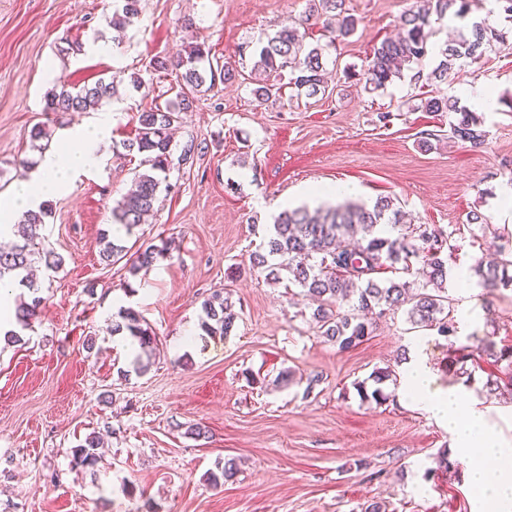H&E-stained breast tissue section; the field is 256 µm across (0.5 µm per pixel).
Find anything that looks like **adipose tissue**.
Here are the masks:
<instances>
[{"instance_id":"obj_1","label":"adipose tissue","mask_w":512,"mask_h":512,"mask_svg":"<svg viewBox=\"0 0 512 512\" xmlns=\"http://www.w3.org/2000/svg\"><path fill=\"white\" fill-rule=\"evenodd\" d=\"M111 113L69 130L61 149L44 152L32 178L16 182L0 195V233L41 201L64 192L98 158L109 138ZM405 397L445 427L454 440V454L475 490L473 512H512V440L491 423L484 408L456 385L442 386L419 351H412L402 372Z\"/></svg>"}]
</instances>
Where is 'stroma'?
Masks as SVG:
<instances>
[{
  "label": "stroma",
  "instance_id": "obj_1",
  "mask_svg": "<svg viewBox=\"0 0 512 512\" xmlns=\"http://www.w3.org/2000/svg\"><path fill=\"white\" fill-rule=\"evenodd\" d=\"M417 0H345L358 19L353 36L330 41L308 0H141V14L120 43L104 18L114 0H0V194L18 181L19 161L39 160L30 132L44 125L49 147L96 112L47 116L44 96L54 77L93 84L113 71L139 74L150 91L119 86L110 108L112 134L96 165L61 196L48 200L46 249L64 259L54 277L37 269L44 299L22 340L0 346V512H361L369 501L386 512H471L473 492L459 471L439 470L450 447L447 430L387 384L381 404L362 402L354 381L385 366L402 372L420 345L440 385L448 341L433 330L408 329L402 314L383 319L369 340L342 350L318 336L314 304L252 272L248 257L286 200L308 185L350 184L373 203L388 196L413 223L450 232L448 272L470 269L486 252L470 212L491 232L512 239V211L496 193L512 179V23L491 0L472 6L475 21L494 10L506 40L447 83L428 74L461 22L438 23L433 52L386 88L359 79L374 46L395 32ZM305 24L308 44L327 45L333 88L308 97L283 86L261 102L251 93L253 49L288 21ZM200 41L238 77L198 94L183 115L177 143L205 147L192 167L171 171L170 190L147 224L118 235L119 244L168 241L147 273L101 260L99 235L112 231V208L129 188L138 154L116 155L133 138L140 112L165 107L173 75L153 77L155 56ZM114 45L112 54L99 43ZM82 44L71 53L72 44ZM485 85L497 105L484 113L479 149L446 138L448 116L421 110V99L460 95ZM435 133L423 146L421 131ZM459 338L474 334L512 344V289L484 301L479 288L449 281ZM223 291L238 318L227 336H202L201 303ZM139 312L158 339L152 366L131 370L135 354L112 335V315ZM95 337L86 351V337ZM292 371L297 381L280 375ZM494 369L475 370L468 388L512 439V399L488 395ZM322 380L307 390L304 379ZM204 428L205 438L187 435ZM103 446L94 467L72 463L90 433ZM238 473L221 487L207 474L226 459Z\"/></svg>",
  "mask_w": 512,
  "mask_h": 512
}]
</instances>
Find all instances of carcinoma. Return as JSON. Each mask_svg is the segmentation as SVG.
<instances>
[{"instance_id":"cac0c4a2","label":"carcinoma","mask_w":512,"mask_h":512,"mask_svg":"<svg viewBox=\"0 0 512 512\" xmlns=\"http://www.w3.org/2000/svg\"><path fill=\"white\" fill-rule=\"evenodd\" d=\"M462 18L469 12V0H419L415 9L398 21L399 34L383 40L373 48L363 73L365 85L377 90L395 78L402 77L404 69L422 61L430 51L434 33L432 19L442 20L448 12ZM310 12L324 18L332 40L345 39L357 30V19L345 13L344 0H311ZM140 0H120L112 16L105 19L116 32L123 31L139 17ZM494 11L461 29L457 38L441 51L442 59L428 75L433 84L447 82L448 73L455 64L476 63L492 43L503 41V33L494 25ZM302 24L291 21L282 24L266 37L257 48L254 63L257 87L252 94L264 101L279 95L284 73L295 88H308L309 94L320 92L323 80L325 48L306 43ZM205 43L190 44L172 58L154 57L149 67L154 73L177 70L178 91L165 108L142 112L137 117L136 135L123 142L129 152L143 155L140 165L146 167L135 174L130 188L112 208L114 223L131 230L155 210L161 189L167 184L175 150L172 128L180 123L181 114L190 108L197 94L214 88L216 81L231 83L236 79L234 69L227 64H213ZM124 81V72L112 73L109 79L88 86H73L59 79L44 96L43 111L47 113L90 112L112 100L117 86ZM427 112L450 113L448 140H458L472 148L485 144L487 131L482 116L459 105L453 96H434L421 102ZM48 210L29 211L14 225L17 241L7 250L0 249V281L18 280L19 288L28 296H19L15 318L23 329L31 327L39 315L43 297L40 285L28 277L27 271L36 263L44 262L45 269L58 272L63 260L52 251H40L38 241L43 239ZM451 234L430 224L413 227L403 222V215L390 197L377 198L372 206L346 203L313 212L305 207L286 208L274 219L266 241L249 256V269L273 283L288 280V286L301 289L314 298L317 307L313 316L319 333L348 350L363 343L375 330L376 319L398 312L412 328L437 330L446 338L457 337L458 325L452 299L448 297V240ZM102 260L116 263L127 259L128 272L136 277L148 271L158 258L167 252L166 246L142 242L133 253L125 247L101 237ZM422 264L426 280L415 283L407 279L413 265ZM386 269L398 273L396 278L382 279ZM470 276L477 278L483 295L493 296L502 288H512V253L499 250V258L489 264L476 260ZM200 329L206 336H226L231 332L237 313L222 293L215 292L201 304ZM112 335H122L139 345L144 353L157 348V339L143 317L131 307L119 308L112 321ZM451 361L453 375L472 377L467 362L480 365L506 364L508 381L490 378L486 382L488 394L507 388L512 391V345L497 347L488 336L475 338V344H461L453 348ZM396 378L387 366L373 370L364 380L353 383L361 401L381 403L387 400L382 385ZM99 436L91 433L73 449L77 465L91 466L97 461ZM237 473L236 462L224 461L218 471L209 472L207 480L221 486Z\"/></svg>"}]
</instances>
